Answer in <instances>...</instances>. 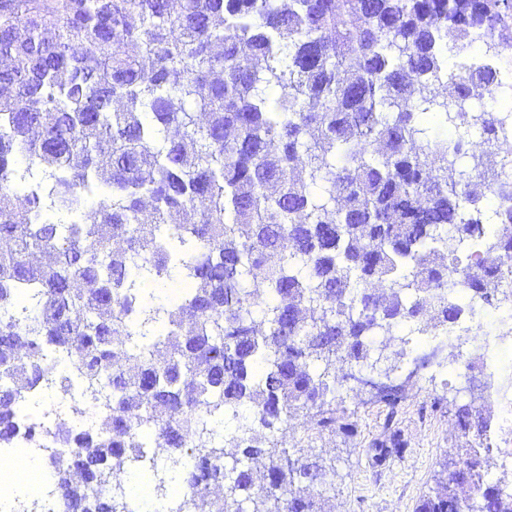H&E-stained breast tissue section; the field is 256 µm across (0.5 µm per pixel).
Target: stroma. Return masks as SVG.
Returning a JSON list of instances; mask_svg holds the SVG:
<instances>
[{
    "label": "stroma",
    "instance_id": "obj_1",
    "mask_svg": "<svg viewBox=\"0 0 512 512\" xmlns=\"http://www.w3.org/2000/svg\"><path fill=\"white\" fill-rule=\"evenodd\" d=\"M483 325L491 345L475 343L471 357L512 367V345L497 342L505 330L501 315L488 311ZM468 376L460 363L422 371L410 381L400 371L396 379L404 383L405 392L396 409L342 391L334 403L335 429L316 428L305 413L292 420L288 447L303 450L309 460L326 467L328 512H414L418 500L434 488L441 463L455 459L463 442L453 424L456 404L469 398ZM436 398L442 399L443 408L434 412L430 403ZM396 433L405 443L403 454L376 464L372 448Z\"/></svg>",
    "mask_w": 512,
    "mask_h": 512
}]
</instances>
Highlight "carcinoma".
<instances>
[{"mask_svg": "<svg viewBox=\"0 0 512 512\" xmlns=\"http://www.w3.org/2000/svg\"><path fill=\"white\" fill-rule=\"evenodd\" d=\"M509 31L512 0H0V448L51 442L71 512H133L141 459L190 512H324L288 421L335 429L375 337L449 334L411 378L512 302V133L476 53ZM508 380L469 377L462 435ZM41 393L98 425L43 429ZM457 456L415 512H512L502 450Z\"/></svg>", "mask_w": 512, "mask_h": 512, "instance_id": "carcinoma-1", "label": "carcinoma"}]
</instances>
